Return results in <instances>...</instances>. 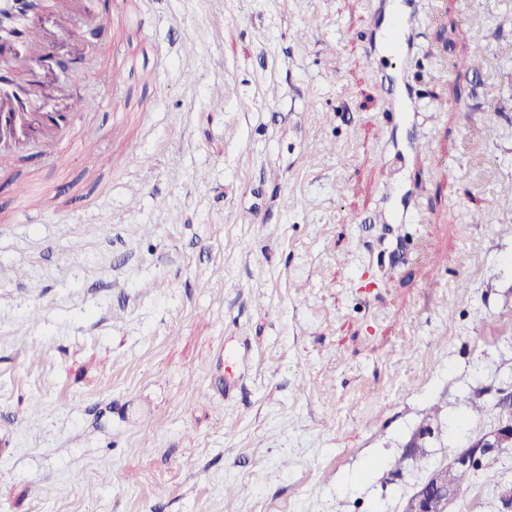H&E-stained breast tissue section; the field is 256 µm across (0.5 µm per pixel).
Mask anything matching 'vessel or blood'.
Listing matches in <instances>:
<instances>
[{"instance_id": "obj_1", "label": "vessel or blood", "mask_w": 512, "mask_h": 512, "mask_svg": "<svg viewBox=\"0 0 512 512\" xmlns=\"http://www.w3.org/2000/svg\"><path fill=\"white\" fill-rule=\"evenodd\" d=\"M81 0H0V43L16 49L13 62L0 66V168L29 147L41 148L53 163L65 162L76 135L69 120L72 113L94 110L95 102L73 95L44 94L35 75L34 61L51 48L46 23L55 20L59 31H68V18ZM416 0H389L381 42L372 44L368 56L387 62L384 78L393 91L391 125L409 123L416 108L414 86L402 72L412 54L416 33L411 26Z\"/></svg>"}]
</instances>
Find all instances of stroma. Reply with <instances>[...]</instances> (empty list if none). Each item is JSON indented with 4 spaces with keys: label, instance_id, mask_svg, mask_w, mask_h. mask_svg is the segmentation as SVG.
Wrapping results in <instances>:
<instances>
[{
    "label": "stroma",
    "instance_id": "stroma-1",
    "mask_svg": "<svg viewBox=\"0 0 512 512\" xmlns=\"http://www.w3.org/2000/svg\"><path fill=\"white\" fill-rule=\"evenodd\" d=\"M378 2L94 0L129 16L62 49L99 102L68 165L0 168V512H405L497 424L472 406L512 389V0H420L395 133ZM411 181L421 221L384 224ZM507 487L512 447L448 512Z\"/></svg>",
    "mask_w": 512,
    "mask_h": 512
}]
</instances>
